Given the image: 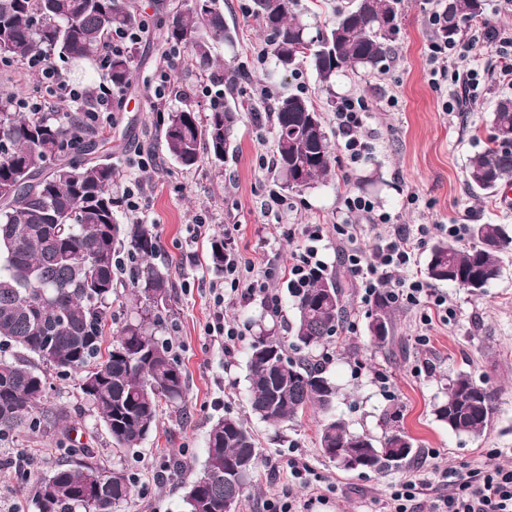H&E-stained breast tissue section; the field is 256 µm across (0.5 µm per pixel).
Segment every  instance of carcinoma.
Instances as JSON below:
<instances>
[{
  "label": "carcinoma",
  "mask_w": 512,
  "mask_h": 512,
  "mask_svg": "<svg viewBox=\"0 0 512 512\" xmlns=\"http://www.w3.org/2000/svg\"><path fill=\"white\" fill-rule=\"evenodd\" d=\"M296 0H250L248 12L264 33V53L282 71L308 64L321 86L330 88L347 70H374L391 53L402 0H348L333 6L332 25L314 33L294 12ZM485 0H453L448 24L440 30L452 44L462 27L484 14ZM42 22L33 24L34 15ZM147 20L131 0H0V59L25 61L36 54L64 64L93 58L112 32L143 27ZM166 41L189 48L198 67L211 69V45L233 44L219 0H194L186 12L157 18ZM132 50L112 56L108 82L116 91L130 85ZM248 75L241 65L224 64L227 93L211 102L205 120L185 97L163 117L165 151L183 169L205 157L224 163L241 113L256 108L231 100ZM276 129L275 170L282 187L308 188L335 171L321 113L301 94L277 98L269 112ZM0 439L26 426L52 429L64 420L58 411L39 409L48 382L46 370L78 376L112 440L130 450L156 429L162 405L177 407L186 383L172 345L163 338L173 301L168 274L151 262L160 250L154 226H120L111 186L116 168L99 158L102 142L91 137L86 112H16L0 97ZM490 145L472 153L465 166L474 192L493 193L512 178V97L498 100ZM474 243L460 247L445 240L430 248L426 276L481 292L501 274L500 254L512 250L502 224H474ZM130 262L135 311L107 351L103 327L112 306L120 253ZM214 271H224V239L210 245ZM296 311L290 342L264 327L249 346L251 411L277 426L309 408L326 414L319 449L330 462L341 450L362 458L363 471L398 469L417 453L399 428L376 439L350 430L332 412L336 386L325 375L317 351L344 323L346 289L337 273H319L291 288ZM395 293L381 289L368 331L380 345L393 335ZM302 353L292 360L286 347ZM496 412L492 390L460 373L434 414L457 434L481 435ZM72 460L36 479L37 512H115L134 489L122 468L99 462L91 448H70ZM259 461L251 432L230 415L214 421L206 437V458L183 498L182 512H235ZM100 492L85 495L92 477Z\"/></svg>",
  "instance_id": "cac0c4a2"
}]
</instances>
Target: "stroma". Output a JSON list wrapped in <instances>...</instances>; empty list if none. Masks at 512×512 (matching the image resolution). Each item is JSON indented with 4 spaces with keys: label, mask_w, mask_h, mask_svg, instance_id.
<instances>
[{
    "label": "stroma",
    "mask_w": 512,
    "mask_h": 512,
    "mask_svg": "<svg viewBox=\"0 0 512 512\" xmlns=\"http://www.w3.org/2000/svg\"><path fill=\"white\" fill-rule=\"evenodd\" d=\"M248 2L223 0L235 40L213 44L215 65L206 72L187 48L172 47L160 28L149 27L135 46L132 84L113 94L112 109L99 125L112 137L110 160L119 170L112 185L119 223L154 225L160 238L153 262L174 285L175 316L166 336L186 374V398L179 409H163L156 430L139 448L120 452L81 393L77 375L48 371L46 402L66 410L68 418L51 431L24 429L0 440V512H36L32 492L19 489L16 466L29 465L36 478L46 475L78 443L93 448L99 461L133 474V494L120 512H181L182 497L205 458L209 427L226 415L246 423L260 451L236 512H265L272 501L292 502L295 512H388L392 487L409 479L427 483L435 469L512 467V251L501 254L499 279L481 293L433 283L435 296L448 299V316L438 313L432 299L398 302L392 314L394 342L385 347L370 343L372 305L363 301L360 287L350 288L349 323L323 347L329 357L326 373L338 389L335 412L353 432L377 438L393 426L403 428L418 453L402 469L363 474L337 469L320 453L313 412L277 428L251 414L249 345L261 324L288 335L294 319L288 269L304 243L303 231L309 224L343 223V196L365 197L375 214L413 228L494 223L512 233V209L503 208L498 195L474 194L464 171L468 156L488 145L491 113L500 96L512 95V85L500 75L498 48L474 39L469 26L461 37L473 42L470 54L480 63L483 82L471 89L459 81L432 85L428 46L438 35L428 23L431 0H403L390 58L374 70L346 71L328 92L310 67L279 74L263 53V35L246 10ZM170 56L176 68L159 103L153 90ZM233 57L249 72L237 87V101L270 105L279 95L299 92L311 99L335 149L331 176L299 192L284 190L271 166L276 130L265 115L250 112L243 113L234 132L236 150L222 167L205 159L183 169L167 157L160 119L180 107L185 94L199 113H207L222 65ZM1 93L36 101L46 112L81 109L47 94L40 76L16 61L0 62ZM351 94L371 107L362 130L371 151L356 163L340 148L334 116L341 98ZM127 187L134 191L136 208L123 198ZM200 220L205 229L199 233ZM228 227L242 261L267 273L266 286L278 298L274 317L258 296L225 306L226 323L240 332L229 355L223 336L210 330L224 277L209 262L211 239ZM463 372L496 397L497 412L478 437L456 434L433 415L450 380ZM294 456L316 476L308 487L295 485L288 475ZM172 458L183 462L182 472L166 468Z\"/></svg>",
    "instance_id": "obj_1"
}]
</instances>
